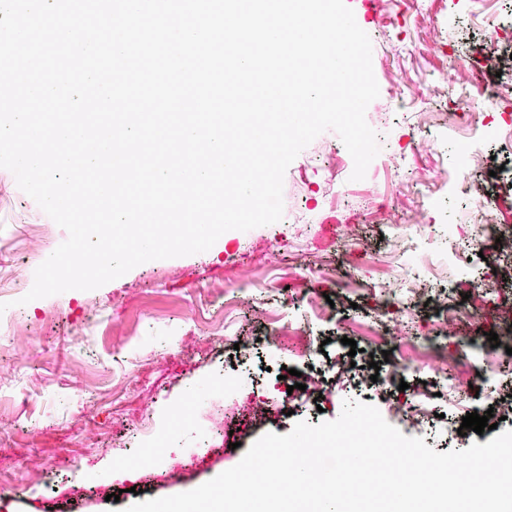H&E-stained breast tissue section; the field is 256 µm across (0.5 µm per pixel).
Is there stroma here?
Returning a JSON list of instances; mask_svg holds the SVG:
<instances>
[{
  "instance_id": "obj_1",
  "label": "stroma",
  "mask_w": 512,
  "mask_h": 512,
  "mask_svg": "<svg viewBox=\"0 0 512 512\" xmlns=\"http://www.w3.org/2000/svg\"><path fill=\"white\" fill-rule=\"evenodd\" d=\"M370 37L380 89L367 111L381 146L364 180L326 131L291 163L281 221L223 233L206 252L143 263L92 291L0 313V512H125L137 502L187 492L235 466L262 435L296 421L339 417L344 401L375 405L404 435L437 452L487 443L493 432L458 428L485 414L436 396L425 337L455 355L460 386L487 375L512 395V358L484 346L458 357L462 329L443 322L444 296H465L487 265L512 295V253L486 246L459 259L472 232L458 183L422 201L413 177L461 163L460 141L485 117L462 119L458 91L481 99L486 41L512 40V0H348ZM455 228V240L439 233ZM66 231L0 168V267L31 289L38 255ZM328 272L313 281L311 272ZM299 331L269 358L266 342L288 311ZM354 339L350 353L343 338ZM405 365V391H380L372 373ZM291 376H284V369ZM293 385L288 405L277 393ZM435 414L417 417L415 391ZM238 446L224 450L225 432ZM119 501H112V493Z\"/></svg>"
}]
</instances>
